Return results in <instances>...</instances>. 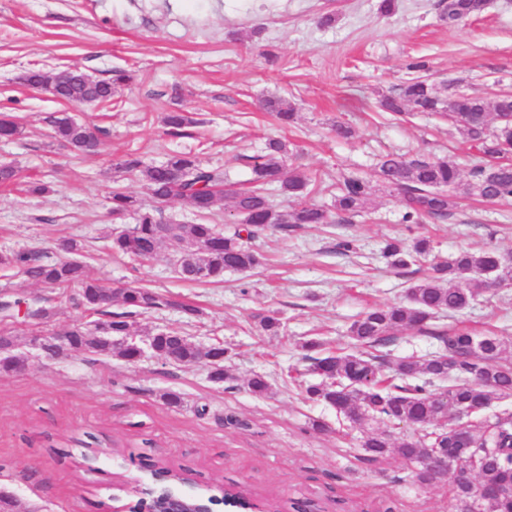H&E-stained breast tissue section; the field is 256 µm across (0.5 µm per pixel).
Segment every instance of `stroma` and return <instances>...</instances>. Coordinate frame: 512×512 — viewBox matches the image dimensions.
I'll list each match as a JSON object with an SVG mask.
<instances>
[{
    "label": "stroma",
    "instance_id": "35a3bbf8",
    "mask_svg": "<svg viewBox=\"0 0 512 512\" xmlns=\"http://www.w3.org/2000/svg\"><path fill=\"white\" fill-rule=\"evenodd\" d=\"M380 0H170V12L142 10L141 0H0V114L15 117L19 135L0 138V164L18 169L0 187V252L57 256V243L80 240L92 278L106 287L143 286L175 299L131 317L137 337L178 327L202 343L222 342L224 381L208 362L175 366L153 353L130 364L89 354L49 359L31 349V326L11 325L28 369L0 373V491L22 512H112L132 508L137 485L159 467L190 478L209 496L223 487L265 512H455L447 483L410 481L397 453L369 459L362 448L374 421L356 425L307 398L297 377L307 365L304 341L348 353L351 323L367 309L403 302L412 282L430 272L405 269L383 256L387 240L427 238L433 256L493 249L512 254V197L478 202L458 197L447 222L406 224L397 192L379 187L363 212L344 224L272 227L252 240L255 269L228 270L218 283L180 280L167 249L135 261L113 252L111 235L134 225L112 218L113 189L146 198L143 185L117 168L136 153L153 162L182 152L224 170L240 188L252 177L244 164L271 138L290 143L288 164L322 181L373 176L389 153L442 156L455 152L462 175L477 156L456 127L437 115L380 111V96L422 59L432 82L492 97L512 89V0H489L486 11L451 26L438 0H398L385 16ZM333 13L331 25L319 23ZM76 68L98 79L126 71L112 103L71 107L99 126L98 153L72 152L51 136L47 118L62 104L27 86L31 70ZM280 98L297 109L294 126L278 125L262 105ZM187 112L186 138L167 135L164 113ZM350 127L338 137L336 125ZM352 250H344L343 242ZM198 307L187 319L179 303ZM274 312L278 335L258 316ZM432 334L406 328L376 354L394 374L406 357L440 348L434 331L464 327L507 343L512 362V287L485 293L467 309L441 312ZM264 375L266 395L246 382ZM174 391L182 402L164 403ZM325 423L324 431L312 428Z\"/></svg>",
    "mask_w": 512,
    "mask_h": 512
}]
</instances>
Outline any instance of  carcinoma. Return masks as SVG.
<instances>
[{
    "mask_svg": "<svg viewBox=\"0 0 512 512\" xmlns=\"http://www.w3.org/2000/svg\"><path fill=\"white\" fill-rule=\"evenodd\" d=\"M488 0H441L442 20L453 24L482 14ZM410 70L416 76L408 79L380 100L384 111L393 115L406 112H439L448 115L458 126L465 142L477 150L479 157L471 170L469 182L461 183L458 166L452 156L429 157L399 154L386 155L379 165L378 181L402 194L406 211L402 221L418 224L425 219L444 220L456 205L450 190L462 187L466 196L489 200L512 196V163H491L512 150V97L503 96L489 102L481 97L459 94L456 83L442 87L429 83L421 75L423 63ZM131 79L119 73L110 81L97 80L76 70L63 69L53 74L31 70L24 77L26 84L40 87L56 99L74 104L98 101L112 103L114 85ZM267 110L288 124L296 112L291 104L269 100ZM53 138L81 153H95L101 145L102 130L73 119L68 112L49 117ZM192 119L184 112H170L165 117L167 134L188 135ZM288 143L271 139L265 154L250 158L252 187L244 190H222L224 171L205 167L195 157L174 154L161 163H147L141 156L130 154L116 163L129 176L142 182L157 203L171 199L185 201L203 219L197 224H167L155 210L142 200L119 188L112 190V216L121 219L135 215L137 224L128 232L112 234V250L134 258L149 260L164 246L175 261L181 277L198 269L207 272L208 281L218 282L224 271H248L260 264V256L242 242L254 239L269 227L286 228L290 224H331L333 219L323 208L302 201L311 183L317 178L286 165ZM296 199L288 209L278 208L269 191ZM371 182L361 176H347L339 182L334 195L338 219L343 220L365 208L372 195ZM232 199L234 210L241 216L246 236L235 232L222 233L215 224L206 223L214 216L218 201ZM65 255L43 260L33 252L3 253L0 266L20 269L26 280L46 292L42 307L29 312L34 326L55 321L62 304L68 303L84 312H98L112 300L105 298V285L89 278L81 260L83 246L73 238L62 243ZM430 253V244L419 239L410 245L391 240L384 247V256L395 267H407ZM512 284V262L493 250L463 251L446 262L432 267V274L410 285L406 301L375 307L360 315L349 328L350 336L361 350L347 354L326 353L322 344L304 343L308 351L310 371L319 377L304 385L312 401L321 402L345 415L352 412L357 422L379 420L413 429V435L402 440L398 453L411 465L410 477L420 485L432 483L419 459L433 448L448 449V466L466 461L476 471L492 477L499 486L512 489V414L483 415L468 425L469 446L458 440L456 413L474 405H492L512 394V363L503 360L506 344L496 336H476L466 328L447 334L429 327L434 315L444 311H461L481 294L493 287ZM119 298L127 311L110 313L108 318L89 328L83 323L73 325L72 339L65 346H49L52 358L69 355H116L128 363L140 359L138 350L115 351L111 337L130 331L128 318L146 311L144 303L153 307L179 306L190 317L199 309L175 301L158 292L135 286L123 288ZM406 327H413L436 336L442 350L459 359L447 364L441 357H410L401 361L396 375L382 373L379 356L364 348H372ZM150 349L174 365L192 364L201 360L199 344L179 329L169 328L147 338ZM432 431H427L428 427ZM362 447L370 458L389 452L384 434L364 435ZM458 512H512V494L493 499L479 497L468 482L452 481Z\"/></svg>",
    "mask_w": 512,
    "mask_h": 512,
    "instance_id": "obj_1",
    "label": "carcinoma"
}]
</instances>
